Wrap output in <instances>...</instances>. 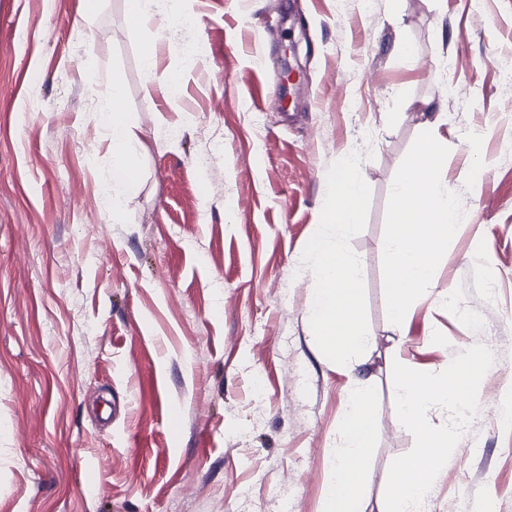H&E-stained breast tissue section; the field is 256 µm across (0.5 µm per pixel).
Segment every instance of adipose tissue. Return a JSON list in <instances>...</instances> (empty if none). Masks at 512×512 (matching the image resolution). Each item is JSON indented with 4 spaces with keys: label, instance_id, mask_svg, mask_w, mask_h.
I'll list each match as a JSON object with an SVG mask.
<instances>
[{
    "label": "adipose tissue",
    "instance_id": "adipose-tissue-1",
    "mask_svg": "<svg viewBox=\"0 0 512 512\" xmlns=\"http://www.w3.org/2000/svg\"><path fill=\"white\" fill-rule=\"evenodd\" d=\"M120 100L121 84L116 81L99 108V119L107 128L112 144V177L107 183L106 202L116 210L124 207L136 188V180L129 172L139 159L135 126L118 112ZM484 370L482 356L467 351L435 376L402 372L398 382L399 413L420 446L399 464L386 512H420L441 466L456 451L455 439L466 419L465 407L477 399ZM435 404L452 411L453 417L447 425L437 427L431 423L427 412Z\"/></svg>",
    "mask_w": 512,
    "mask_h": 512
}]
</instances>
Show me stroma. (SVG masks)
<instances>
[{"label":"stroma","instance_id":"obj_1","mask_svg":"<svg viewBox=\"0 0 512 512\" xmlns=\"http://www.w3.org/2000/svg\"><path fill=\"white\" fill-rule=\"evenodd\" d=\"M145 7L139 24L126 0H0V512H320L350 376L315 344L301 256L329 166L354 152L371 190L351 240L360 361L378 396L366 512L418 446L398 372L465 349L490 355L486 400L425 512H512L496 416L512 398V89L496 72L512 0H191L188 27L177 0ZM116 79L144 146L119 211L100 198L97 117ZM429 101L464 217L396 326L386 210Z\"/></svg>","mask_w":512,"mask_h":512}]
</instances>
